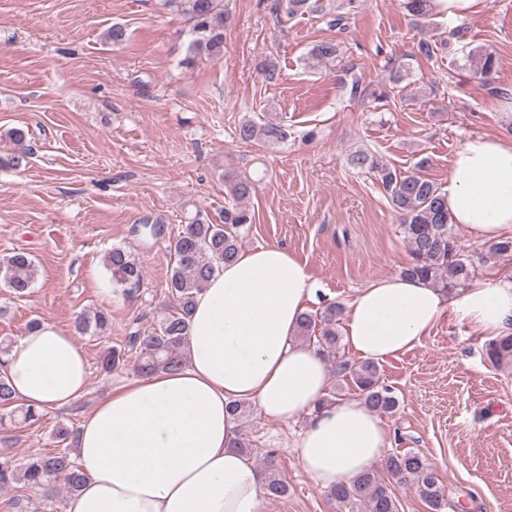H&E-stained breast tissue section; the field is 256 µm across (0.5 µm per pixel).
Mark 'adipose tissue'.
<instances>
[{
    "mask_svg": "<svg viewBox=\"0 0 512 512\" xmlns=\"http://www.w3.org/2000/svg\"><path fill=\"white\" fill-rule=\"evenodd\" d=\"M448 212L475 241L512 236V140L467 136L448 176ZM317 292L304 263L267 245L241 251L197 295L187 363L112 390L77 435L85 474L64 512H263L265 473L234 448L236 401L266 419H305L295 442L301 469L321 488L355 480L382 459L390 430L363 401H327L331 364L296 337ZM492 337L512 333V279L497 276L451 294L403 275L357 290L344 341L384 362L420 345L444 318ZM19 405L65 410L89 385V363L53 324L29 331L7 358Z\"/></svg>",
    "mask_w": 512,
    "mask_h": 512,
    "instance_id": "ef3b65f1",
    "label": "adipose tissue"
}]
</instances>
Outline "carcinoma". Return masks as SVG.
<instances>
[{"mask_svg":"<svg viewBox=\"0 0 512 512\" xmlns=\"http://www.w3.org/2000/svg\"><path fill=\"white\" fill-rule=\"evenodd\" d=\"M167 4L181 11L190 23L188 54L182 60L190 65L198 58L219 59L224 54V0H167ZM361 0H276V8L288 17L318 15L328 18L333 27L345 26L349 16L356 13ZM403 8L419 25L431 24V0H403ZM341 48L333 40L316 43L308 52V59L330 70L336 69ZM496 72V59L491 53L481 56L475 74L488 82ZM244 143L277 144L285 141L288 131L267 117L246 118L236 130ZM15 149L7 158H0V166L20 169L27 166L31 148L26 145V134L21 128L9 131ZM350 163L375 173L389 194L391 205L398 215L411 262L401 274L417 277L448 293L464 287L472 280L475 267L471 256L453 236L449 223L447 194L423 174L428 159L417 163L418 171L402 176L373 154L359 150L352 154ZM258 180L237 169L224 171V209L219 222L197 214L183 225L172 240L170 251L175 265L168 280V303L151 331L128 337L130 350L109 347L102 352L101 368L110 373L133 363L140 375L174 372L187 362L186 340L189 334L193 302L224 264L233 261L240 252L241 230L253 223L249 202L257 191ZM512 256V239L492 242L486 247L481 261ZM104 266L112 282L126 295L135 294L144 280V267L130 251L114 246L104 255ZM38 267L29 254L18 251L0 259V281L16 298L28 294L37 277ZM343 306L331 303L321 310L302 314L297 336L314 343L322 352L336 348L338 325ZM111 327L110 314L97 311L93 316H82L76 322L81 335L105 337ZM14 341L0 339V431L5 433L16 424L33 421L39 414L16 404L15 395L6 373V356ZM135 352L130 359L129 351ZM487 356L496 365L512 362V334L491 340ZM339 376H348L359 390L364 403L381 416H394L400 407L393 387L385 384L379 367L373 362L352 364L341 360L335 364ZM77 431L61 426L57 430L62 448L47 453L15 458L7 450L0 451V489L22 485L37 490L47 499L61 491L76 492L84 473L76 454ZM267 475L265 495L275 500L288 494V483L282 478L274 453L262 459ZM388 478L369 470L348 485L329 491L330 498L348 508V512H397L396 486L410 483L430 512H446L451 506L445 488L436 473L416 452L392 454L383 464Z\"/></svg>","mask_w":512,"mask_h":512,"instance_id":"obj_1","label":"carcinoma"}]
</instances>
